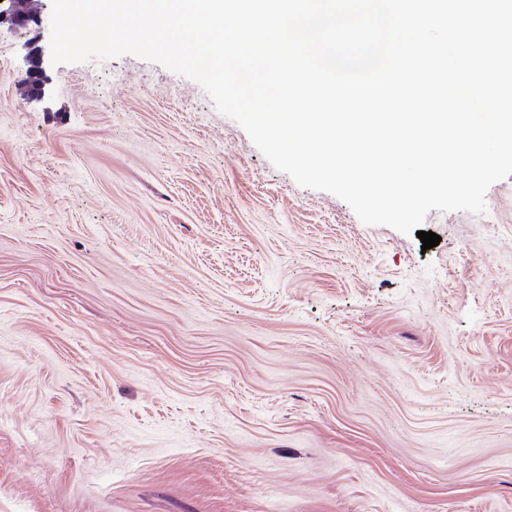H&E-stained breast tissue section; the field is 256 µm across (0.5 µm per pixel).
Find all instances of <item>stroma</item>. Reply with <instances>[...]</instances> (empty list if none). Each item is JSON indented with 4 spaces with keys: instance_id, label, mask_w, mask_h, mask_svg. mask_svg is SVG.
<instances>
[{
    "instance_id": "1",
    "label": "stroma",
    "mask_w": 512,
    "mask_h": 512,
    "mask_svg": "<svg viewBox=\"0 0 512 512\" xmlns=\"http://www.w3.org/2000/svg\"><path fill=\"white\" fill-rule=\"evenodd\" d=\"M0 28V512H512V176L368 226L197 82Z\"/></svg>"
}]
</instances>
